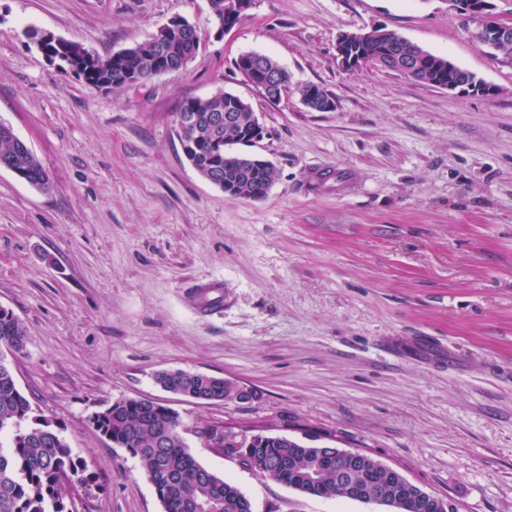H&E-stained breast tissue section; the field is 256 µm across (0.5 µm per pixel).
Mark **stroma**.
<instances>
[{
  "label": "stroma",
  "mask_w": 512,
  "mask_h": 512,
  "mask_svg": "<svg viewBox=\"0 0 512 512\" xmlns=\"http://www.w3.org/2000/svg\"><path fill=\"white\" fill-rule=\"evenodd\" d=\"M206 39L183 69L109 90L50 63L47 31L107 56L172 17ZM384 26L497 87L457 93L336 59L344 31ZM447 0H257L214 37L206 0H0V122L50 188L0 168V307L25 325L12 370L36 415L85 460L76 512H163L137 458L91 418L152 398L194 457L252 512H388L307 495L241 465L202 431L221 426L360 451L459 512H512V65L467 33ZM246 52L291 76L268 100L234 67ZM317 84L336 107H305ZM248 102L270 161L264 199L230 196L185 159L177 114L217 90ZM353 173L343 191L310 172ZM222 279L224 304L197 287ZM255 388L193 403L156 372Z\"/></svg>",
  "instance_id": "1"
}]
</instances>
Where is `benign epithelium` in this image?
<instances>
[{
  "instance_id": "7a95c632",
  "label": "benign epithelium",
  "mask_w": 512,
  "mask_h": 512,
  "mask_svg": "<svg viewBox=\"0 0 512 512\" xmlns=\"http://www.w3.org/2000/svg\"><path fill=\"white\" fill-rule=\"evenodd\" d=\"M209 12L218 16L219 10H224V23L218 25L215 35L222 36L236 26V23L249 17V11L255 5V0H206ZM448 5L469 18L474 27L470 30L471 38L478 44L494 50L501 49L512 38V25L503 23L496 12L494 0H448ZM375 49L373 58H368L364 48ZM336 58L346 69L359 68L369 63L397 73H409L423 66L425 52L415 45L406 44V39L386 30L379 31L373 27L369 30L359 29L341 33L336 41ZM456 65L448 63L441 71L427 72L428 84L436 85L438 79L446 81L445 89L449 91L468 90L472 93L483 92V86H473L471 76L459 75L457 79L446 80L445 72L453 71ZM252 71L262 77L261 89L270 98H277L281 76L268 68L265 58L258 55L252 58ZM301 101L306 107L316 106L322 112L335 109V101L331 98L317 96L312 89L302 85L298 88ZM228 401L248 402L257 397V392L246 385L237 382H226Z\"/></svg>"
}]
</instances>
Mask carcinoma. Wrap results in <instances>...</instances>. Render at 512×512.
Returning a JSON list of instances; mask_svg holds the SVG:
<instances>
[{
  "instance_id": "cac0c4a2",
  "label": "carcinoma",
  "mask_w": 512,
  "mask_h": 512,
  "mask_svg": "<svg viewBox=\"0 0 512 512\" xmlns=\"http://www.w3.org/2000/svg\"><path fill=\"white\" fill-rule=\"evenodd\" d=\"M200 50L189 34L159 29L148 40L119 51L122 58L106 57L104 65L84 74L93 89L103 83L121 85L122 68L135 67L147 80L187 65ZM220 90L206 98L184 102L181 111L195 116L187 132L178 133L183 153L204 179H227L231 195L249 199L254 190L269 189L276 179L274 167L248 168L238 156L224 150L241 142L240 132L227 130L213 114L232 108L240 112L241 125L252 123L251 106H236ZM0 168L20 180L48 190L49 176L32 150L12 129L0 123ZM27 329L9 310L0 307V343L20 353L25 348ZM156 382L199 400L224 397V380L204 373L164 371ZM31 405L18 389L11 369L0 360V434L9 433V449L0 443V512H73L72 494L92 482L88 465L72 455L69 445L51 422L29 418ZM96 430L111 442L127 449L140 463L153 484L164 512H251L249 501L237 487L204 467L189 451L182 436L179 416L159 402L148 399L116 402L92 416ZM223 450L264 476L301 493L340 497L338 471L350 464L344 454H330L298 441L259 435L253 442L228 440ZM360 498H384L383 504L398 512H423L415 494L403 483L389 481L368 457L355 478Z\"/></svg>"
}]
</instances>
